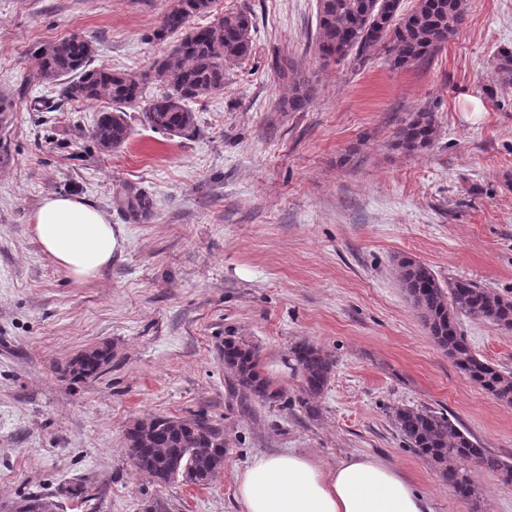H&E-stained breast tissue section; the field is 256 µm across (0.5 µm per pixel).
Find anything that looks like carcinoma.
Wrapping results in <instances>:
<instances>
[{
  "label": "carcinoma",
  "mask_w": 512,
  "mask_h": 512,
  "mask_svg": "<svg viewBox=\"0 0 512 512\" xmlns=\"http://www.w3.org/2000/svg\"><path fill=\"white\" fill-rule=\"evenodd\" d=\"M214 0H177L153 38L176 41L154 65L153 74L136 76L100 65L91 66L93 41L71 36L44 43L32 52L34 74L42 81L61 85L63 99L78 104L108 102L91 136L103 153L121 147L130 137L125 108L143 99L146 84L155 80L165 91L148 105L144 118L158 132L187 136L196 131L197 116L191 104L224 90L231 66L248 57L253 48L252 16L228 12L207 25L192 22L213 12ZM467 0H416L405 12L402 0H317L316 49L326 61H340L352 54L361 57L379 46L389 65L404 68L433 57L463 26ZM272 67L290 76L292 94L287 106L303 112L314 87L296 64L279 57ZM496 74L512 82V50L496 55ZM438 136L435 113L421 110L397 128L394 146L412 156L427 151ZM129 219L141 221L150 213L148 195L131 186L123 188ZM401 287L428 334L455 369L474 386L507 406H512V372L479 357L460 331L459 317L484 320L498 330L512 333V295L486 288L471 279H450L443 285L431 268L411 258L398 264ZM294 370L301 382L299 403L314 409L334 376L336 360L306 342L291 348ZM112 358L109 346L90 349L68 361L64 371L83 382L103 372ZM224 370L232 376L234 390L245 399L288 407V396L262 374L253 346L235 336L224 337ZM394 428L405 445L428 461L441 481L458 498L474 501L481 495L473 472L484 470L512 485V464L484 448L455 416L425 406L401 405L392 412ZM125 450L133 466L159 483L179 479L172 463L193 449L190 472L203 481L224 461V431L205 418L154 416L136 421L126 430Z\"/></svg>",
  "instance_id": "obj_1"
}]
</instances>
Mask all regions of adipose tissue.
<instances>
[{"label": "adipose tissue", "mask_w": 512, "mask_h": 512, "mask_svg": "<svg viewBox=\"0 0 512 512\" xmlns=\"http://www.w3.org/2000/svg\"><path fill=\"white\" fill-rule=\"evenodd\" d=\"M43 252L77 283L98 276L124 251V231L84 199L46 198L33 220ZM243 512H432L393 465L354 455L327 468L291 449L254 455L235 478Z\"/></svg>", "instance_id": "1"}]
</instances>
